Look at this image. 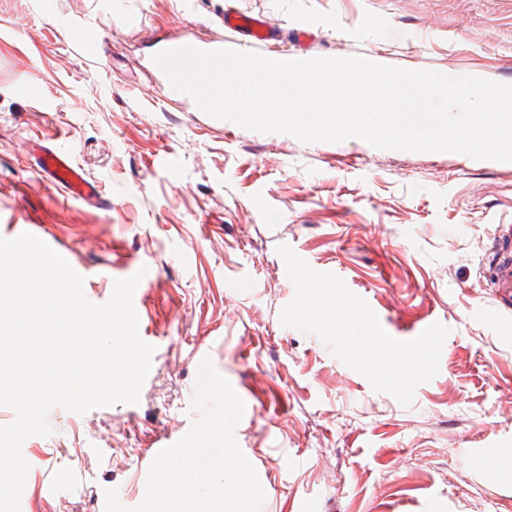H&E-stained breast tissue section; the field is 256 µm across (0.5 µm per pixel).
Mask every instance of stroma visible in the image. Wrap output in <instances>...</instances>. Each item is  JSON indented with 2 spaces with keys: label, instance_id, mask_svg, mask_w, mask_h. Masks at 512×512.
<instances>
[{
  "label": "stroma",
  "instance_id": "obj_1",
  "mask_svg": "<svg viewBox=\"0 0 512 512\" xmlns=\"http://www.w3.org/2000/svg\"><path fill=\"white\" fill-rule=\"evenodd\" d=\"M232 9L272 21L258 49L272 60L360 57L512 84V0H0V237L41 236L97 304L147 270L138 330L156 345L138 403L57 407L51 435L26 440L21 512H104L108 488L139 504L153 441L198 417L203 352L247 406L234 436L261 512L305 497L313 512H512V472L482 463L512 448V307L496 274L512 162L306 144L168 101L157 48L189 30L249 51L220 23ZM87 28L101 36L93 54ZM37 144L68 147L99 203L41 175ZM259 196L269 217L252 212ZM282 245L340 277L394 339L448 328L410 406L283 325L296 287Z\"/></svg>",
  "mask_w": 512,
  "mask_h": 512
}]
</instances>
